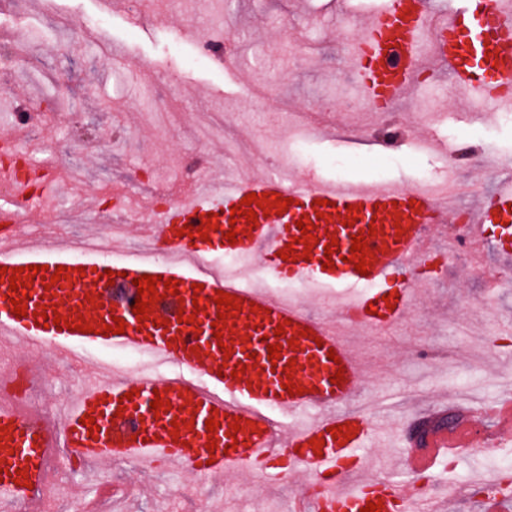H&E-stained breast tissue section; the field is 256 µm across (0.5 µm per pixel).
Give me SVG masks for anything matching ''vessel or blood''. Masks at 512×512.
Wrapping results in <instances>:
<instances>
[{
  "instance_id": "obj_1",
  "label": "vessel or blood",
  "mask_w": 512,
  "mask_h": 512,
  "mask_svg": "<svg viewBox=\"0 0 512 512\" xmlns=\"http://www.w3.org/2000/svg\"><path fill=\"white\" fill-rule=\"evenodd\" d=\"M436 26L434 55L448 65L465 98L477 99L492 110L512 106V0H465L437 22H430L425 0H385L374 12L357 43L352 60L357 82L377 108L403 98L426 66L422 44L429 26ZM280 195L291 199L285 212L271 210L249 224L232 217L231 209L248 194ZM327 207H320V200ZM448 194L434 195L386 182L366 185L331 182L305 175L299 178L269 175L237 178L214 186L201 180L185 193L173 196L167 209L141 213L166 260L92 262L74 255L73 242L45 243L24 234V214L41 210L40 198L13 171L0 168V266H60L70 268L69 280L46 284L35 278L27 289L28 314L18 318L8 301V284H0V335L23 341L39 351L52 346L56 356L79 367L83 391L66 407L47 417H32L12 404L0 403V426L8 439L0 441V460L9 474L0 478V512L24 505L35 512L45 495L50 449L61 448L81 466L99 468L134 462L148 468L177 465L194 478L213 479L236 470L284 478L307 474L315 494H301L298 512H360L367 504L382 503L381 512H436L435 503L410 488L381 476L365 475L360 450L393 430L412 459L414 471L428 470L440 454L459 455L471 448L465 423L448 430L427 416L408 419L406 425H388L384 419L350 408L363 380L362 369L342 332L349 325L368 334H382L410 314L421 270L432 257L429 233L447 234L448 253L456 255L460 242L480 248L489 225L512 223V189L480 195L468 216L472 225L465 240L448 234ZM356 206L357 220L345 225L348 206ZM314 225L312 248L296 238L299 218ZM211 221L206 236L183 235L184 226ZM235 242H228L229 230ZM365 232L374 252L367 274H359L346 258L352 239ZM293 247L295 260L278 253ZM257 259L266 279L288 285L309 283L314 288H340L342 298L324 297L326 309L337 311V322L312 315L282 296L260 289L237 271L190 272L193 262L209 260L212 252ZM310 259H303V251ZM333 258L334 270L323 269ZM112 271L106 281L102 271ZM162 276L156 290L161 299L152 321L139 325L132 307L137 297L134 278ZM179 282V296L168 295L166 279ZM201 292H194V285ZM226 292L242 300L240 311L227 317L221 336L212 324L218 309L214 299ZM258 311H251V304ZM59 312L67 318L83 315L91 333L46 326L44 317ZM194 315L191 324L178 323L179 314ZM124 319L123 333H104L112 318ZM283 335H276L277 326ZM280 345L279 359L268 357L271 345ZM92 349H131L153 362L136 377L91 364ZM293 374H285L287 365ZM240 378H232V371ZM341 384H332L334 374ZM300 386L297 395L284 389L286 381ZM161 390L171 407L154 414V390ZM133 400H125V393ZM94 417L98 430L82 425ZM217 418L215 431L205 423ZM240 424L229 436L232 424ZM351 428V441L340 442L331 427ZM322 437L320 452L310 441ZM214 450H207L208 441ZM25 470L27 486L16 485L12 473Z\"/></svg>"
}]
</instances>
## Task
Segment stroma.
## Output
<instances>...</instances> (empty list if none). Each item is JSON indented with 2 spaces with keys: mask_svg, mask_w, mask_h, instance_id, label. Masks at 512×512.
Returning <instances> with one entry per match:
<instances>
[{
  "mask_svg": "<svg viewBox=\"0 0 512 512\" xmlns=\"http://www.w3.org/2000/svg\"><path fill=\"white\" fill-rule=\"evenodd\" d=\"M114 12L101 14L96 0H0V35L29 48L24 65L0 67V135L11 133L20 113L35 115L59 142L55 161L64 174L71 214L57 224V200L44 217L49 234L83 235L87 199L100 213L119 200L142 208L158 196L187 190L177 174L182 158L196 152L203 165L222 166L230 176H263L279 160L300 177L363 183H413L439 174L442 143L455 135L477 133L501 158L512 160V125L486 114L481 105L459 109L449 74L417 87L393 105L399 133L392 147L374 143L378 115L367 112L350 58L364 18L384 0H117ZM223 26L234 45V59L221 62L196 50L199 22ZM76 101L83 120V153L70 154V125L62 111ZM316 128L285 157L290 117ZM351 141L339 139V132ZM437 142L433 154L412 153L419 134ZM340 152L360 155L356 167L334 169ZM138 194L126 198L128 185ZM491 247L482 264L460 255L433 274L425 301L390 334L368 335L357 343L368 372L350 408L380 418L404 420L413 405L439 406L438 392L460 396V406L512 402V337L498 325L512 322V292L485 294L479 266L512 274V259L497 245L512 241V228H490ZM44 372L36 390L63 399L76 387L72 365L43 350ZM494 421L481 417L473 449L449 465L439 458L417 478L395 467L391 448H365L371 467L433 497L440 512H480L470 483L481 468L512 481V440L500 436L496 454L482 453V435ZM120 492L99 502L100 512H291L305 479H262L244 471L232 483L198 487L177 468L142 470L115 465Z\"/></svg>",
  "mask_w": 512,
  "mask_h": 512,
  "instance_id": "obj_1",
  "label": "stroma"
}]
</instances>
